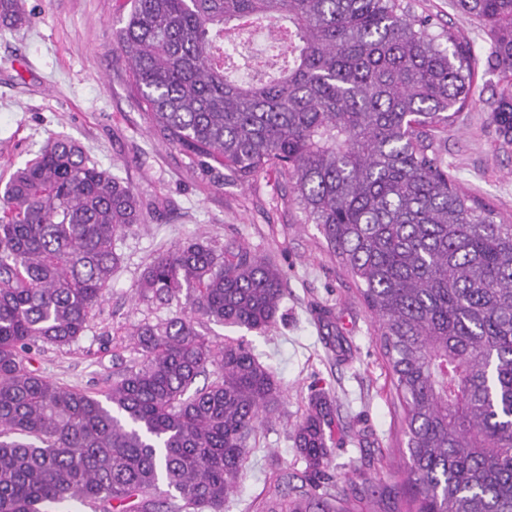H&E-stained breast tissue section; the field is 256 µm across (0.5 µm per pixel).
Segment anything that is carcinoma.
<instances>
[{
  "label": "carcinoma",
  "instance_id": "1",
  "mask_svg": "<svg viewBox=\"0 0 512 512\" xmlns=\"http://www.w3.org/2000/svg\"><path fill=\"white\" fill-rule=\"evenodd\" d=\"M490 29L507 80L492 114L512 146V0H456ZM24 21L0 0V23ZM266 23L283 63L227 77L233 34ZM400 0H130L113 47L167 141L240 182L288 177L376 327L404 413L408 459L391 512H512V224L464 193L433 133L476 93L466 41L447 44ZM142 222L139 195L74 140H49L0 195V512H224L247 444L282 397L249 346L210 322L266 331L278 268L200 238L159 253L139 295L176 304L135 331L134 365L105 390L27 367L38 343L79 340ZM216 378L201 388L208 370ZM330 404L294 435L313 482L331 480ZM166 489H161V486ZM346 489L274 487L265 512H353Z\"/></svg>",
  "mask_w": 512,
  "mask_h": 512
}]
</instances>
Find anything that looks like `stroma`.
I'll use <instances>...</instances> for the list:
<instances>
[{
  "mask_svg": "<svg viewBox=\"0 0 512 512\" xmlns=\"http://www.w3.org/2000/svg\"><path fill=\"white\" fill-rule=\"evenodd\" d=\"M27 22L0 28V188L45 142L63 135L128 182L139 194L145 221L117 242L121 263L105 301L84 336L65 346L40 344L29 367L57 383L96 391L137 358L128 333L144 321L171 317L175 306L143 300L136 285L157 254L200 236L270 257L283 273L288 296L276 324L263 333L209 324L211 341L244 340L271 366L284 392L280 406L258 430L236 492L224 512H261L270 487L304 484L305 465L293 433L312 398L335 407L327 442L332 475L358 489L354 512H376L369 485L398 491L406 465L403 411L368 311L351 275L330 253L284 176L271 171L240 183L217 163L205 164L169 144L149 123L131 89L124 57L112 48L127 0H23ZM429 18L433 34L455 32L476 59V95L456 122L436 132L442 158L460 187L512 222V148L500 145L492 113L504 86L489 63L488 28L461 14L454 0H407ZM332 312L330 322L318 312ZM349 352L339 357L335 335Z\"/></svg>",
  "mask_w": 512,
  "mask_h": 512,
  "instance_id": "stroma-1",
  "label": "stroma"
}]
</instances>
